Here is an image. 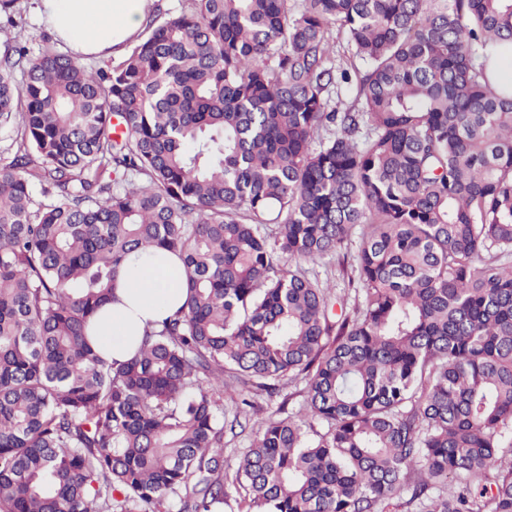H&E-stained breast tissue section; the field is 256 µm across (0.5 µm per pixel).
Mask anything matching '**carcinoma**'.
<instances>
[{
  "mask_svg": "<svg viewBox=\"0 0 512 512\" xmlns=\"http://www.w3.org/2000/svg\"><path fill=\"white\" fill-rule=\"evenodd\" d=\"M188 3L112 66L3 41L0 512H512V0ZM358 226L350 314L298 263ZM149 248L185 302L108 363L86 326ZM486 75L499 92L512 93V44L501 46L494 51ZM260 412L254 416L253 423L246 429L245 433L233 437L230 433L224 435V469L232 476L236 471L242 448H247L252 432L260 428L262 422L270 415H274L281 398H273L270 401L265 394L253 395Z\"/></svg>",
  "mask_w": 512,
  "mask_h": 512,
  "instance_id": "carcinoma-1",
  "label": "carcinoma"
}]
</instances>
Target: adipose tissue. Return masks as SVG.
I'll return each mask as SVG.
<instances>
[{"mask_svg":"<svg viewBox=\"0 0 512 512\" xmlns=\"http://www.w3.org/2000/svg\"><path fill=\"white\" fill-rule=\"evenodd\" d=\"M151 0H41L54 33L78 57L113 52L140 29ZM185 300L182 262L172 254H130L114 283L113 298L90 321L88 333L109 362L132 357L146 328Z\"/></svg>","mask_w":512,"mask_h":512,"instance_id":"1","label":"adipose tissue"}]
</instances>
